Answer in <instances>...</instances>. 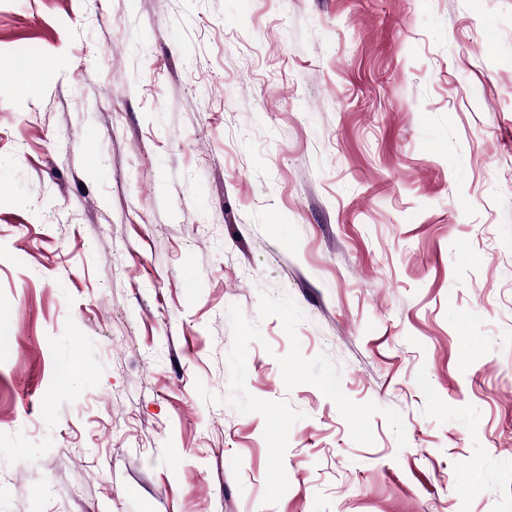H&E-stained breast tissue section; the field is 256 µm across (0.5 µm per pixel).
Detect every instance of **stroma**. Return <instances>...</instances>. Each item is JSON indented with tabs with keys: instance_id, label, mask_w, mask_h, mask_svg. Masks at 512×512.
I'll list each match as a JSON object with an SVG mask.
<instances>
[{
	"instance_id": "1",
	"label": "stroma",
	"mask_w": 512,
	"mask_h": 512,
	"mask_svg": "<svg viewBox=\"0 0 512 512\" xmlns=\"http://www.w3.org/2000/svg\"><path fill=\"white\" fill-rule=\"evenodd\" d=\"M0 512H512V0H0Z\"/></svg>"
}]
</instances>
